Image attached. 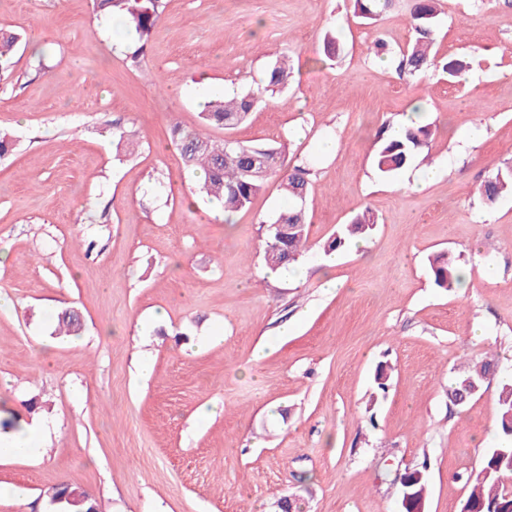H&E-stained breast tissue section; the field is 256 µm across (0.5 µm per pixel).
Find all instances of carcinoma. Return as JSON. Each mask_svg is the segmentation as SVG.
<instances>
[{
	"label": "carcinoma",
	"instance_id": "1",
	"mask_svg": "<svg viewBox=\"0 0 512 512\" xmlns=\"http://www.w3.org/2000/svg\"><path fill=\"white\" fill-rule=\"evenodd\" d=\"M352 3L353 17L360 21H374L391 6V0H352ZM436 4L437 0H411L409 23L414 40L394 58L397 71L411 75L439 71L451 79L466 68L460 59L440 58L431 51L439 22ZM163 8V0H93L96 13L116 15L134 30L136 42L125 51V58L132 66L138 65L143 58ZM18 43V34L0 30L1 75L12 70ZM340 52L336 31H326L319 61L324 64L333 62ZM293 74L289 57L279 56L269 64L263 84L208 102L202 112L200 129L187 133L177 125L172 129L184 166L199 167L205 174L200 192L222 201L224 213L229 216L248 206L271 178H279L291 205L268 221L263 258L273 270L297 262L308 251L310 224L305 201L310 187V171L301 165L282 169L279 147L248 145L232 139L215 140L208 129H233L243 123L251 112L266 103L268 93L287 88ZM433 134L431 124L413 119L399 136L392 134V126H383L374 156L377 172L383 177H391L409 167L428 147ZM510 189L512 168L499 169L480 184V195L492 203ZM376 224L373 211L363 210L334 234L325 244V250H341L354 239L369 237ZM430 268L438 288L450 290L458 287L462 280L463 266L446 252L433 255ZM81 329L77 311L66 310L58 315L56 332L77 335ZM491 366L490 360L473 363L456 380L451 397H462L461 405L468 403L480 392ZM498 406L499 442L486 451L479 471L469 478L470 491L461 503L460 512H512V378L501 382ZM401 488L407 494V502L400 503L401 512H417L427 497L424 471L414 469L404 474ZM48 498L50 504L59 506L63 512H101L97 500L69 485L52 488Z\"/></svg>",
	"mask_w": 512,
	"mask_h": 512
}]
</instances>
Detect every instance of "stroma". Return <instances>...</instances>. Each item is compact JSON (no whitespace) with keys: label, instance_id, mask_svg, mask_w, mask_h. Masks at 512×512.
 I'll return each mask as SVG.
<instances>
[{"label":"stroma","instance_id":"35a3bbf8","mask_svg":"<svg viewBox=\"0 0 512 512\" xmlns=\"http://www.w3.org/2000/svg\"><path fill=\"white\" fill-rule=\"evenodd\" d=\"M409 4L357 24L351 0H164L133 67L125 28L92 0H0V26L23 35L0 77V135L14 142L0 157V404L49 430L39 459L0 460V485L27 491L0 512H51L43 492L58 484L103 512H280L284 498L297 512H397L398 477L415 468L425 512H458L512 377V197L477 193L512 167V7L440 0L434 49L469 76L451 83L374 56L376 41L395 53L413 39ZM332 27L344 49L325 66ZM280 53L299 60L292 86L210 131L283 145L285 167L311 171L310 249L274 275L261 243L288 206L279 180L224 222L170 128L198 129L205 100L249 88ZM417 101L440 171L422 189L412 170L385 179L373 165L380 128ZM116 122L135 152L113 140ZM367 208L378 224L364 247L325 254ZM440 251L470 269L466 287L434 286ZM70 306L82 334L55 335ZM488 354L498 377L452 405L449 387Z\"/></svg>","mask_w":512,"mask_h":512}]
</instances>
